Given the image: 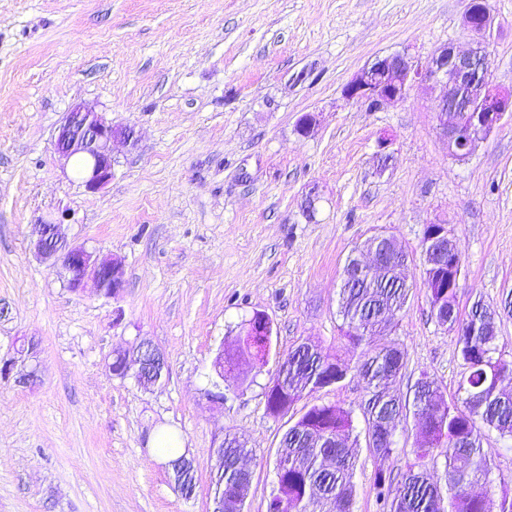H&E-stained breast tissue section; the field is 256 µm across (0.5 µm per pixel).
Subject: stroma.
I'll return each instance as SVG.
<instances>
[{"instance_id": "stroma-1", "label": "stroma", "mask_w": 512, "mask_h": 512, "mask_svg": "<svg viewBox=\"0 0 512 512\" xmlns=\"http://www.w3.org/2000/svg\"><path fill=\"white\" fill-rule=\"evenodd\" d=\"M491 78L512 88V0H489ZM465 0H0V357L38 345L40 380H0V512H209L213 449L244 439L245 512H267L280 438L307 409L350 411L360 446L354 512H379L378 467L399 476L422 425L395 427L386 462L365 445L362 350L341 335L343 268L375 234L407 252L413 288L390 338L406 351V395L420 374L456 397L462 359L431 314L420 246L446 225L463 255L457 304L512 297V121L466 161L448 155L435 120L441 89L376 109L342 95L376 56L425 59L467 47ZM133 130L114 149L111 182L90 193L62 166L56 131L72 105ZM320 126L304 139L300 115ZM391 142L382 161L378 142ZM320 197L313 212L304 199ZM64 216L70 242L121 258L118 300L71 291L33 252L39 219ZM266 313L274 357L302 342L349 366L346 378L271 416L273 361L224 376V403L204 399L220 348ZM160 349L155 389L111 375L115 350ZM173 433L197 485L176 491L153 448ZM493 497L512 494V438L482 433Z\"/></svg>"}]
</instances>
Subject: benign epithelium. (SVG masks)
I'll list each match as a JSON object with an SVG mask.
<instances>
[{
    "instance_id": "obj_1",
    "label": "benign epithelium",
    "mask_w": 512,
    "mask_h": 512,
    "mask_svg": "<svg viewBox=\"0 0 512 512\" xmlns=\"http://www.w3.org/2000/svg\"><path fill=\"white\" fill-rule=\"evenodd\" d=\"M494 25L488 0H467L462 15V26L471 38L467 49L446 44L425 62L406 51L378 56L344 86L343 96L384 108L402 103L416 87L443 88L436 113L437 128L447 142L448 155L465 160L477 143L487 139L504 120L512 119V89L484 78L490 71L488 40ZM132 137V130L114 127L99 113L76 104L58 129L56 150L64 166L75 156L85 157L87 166L81 183L87 191L96 193L112 180L114 146L128 144ZM61 224L60 219L37 224L33 243L37 255L58 268L73 290L84 289L90 280L100 295L118 299L124 288L121 259L68 242L60 231ZM420 256L425 270L440 267L448 259L456 269L463 267L457 262L460 252L445 227L432 226L426 231ZM113 356L120 365L107 363L111 374L131 376L146 389L158 385L167 370L163 353L149 343H139L134 357L124 351H115ZM27 360L30 370L19 383L31 386L39 380V363L36 347L30 342Z\"/></svg>"
}]
</instances>
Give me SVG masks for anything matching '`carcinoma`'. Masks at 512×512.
Masks as SVG:
<instances>
[{"label": "carcinoma", "instance_id": "obj_1", "mask_svg": "<svg viewBox=\"0 0 512 512\" xmlns=\"http://www.w3.org/2000/svg\"><path fill=\"white\" fill-rule=\"evenodd\" d=\"M388 265L375 269L344 267L339 291L340 331L353 346L367 345L357 373L366 383L368 447L374 457L387 461L394 453V432L381 431L382 422L401 410L412 412L424 430L413 449L414 462L407 466L400 482L384 467L375 472L373 490L382 512H512V498L494 501L489 493V460L482 449L480 427L512 437V395L500 385L512 377V361L497 348L494 319L473 303L468 317L457 308V288L453 266L426 272L425 286L432 310L441 323L454 332L465 371L458 384L457 398L445 399L435 382L420 377L412 386V402L401 404L384 391L383 381L395 380L405 369L406 353L391 341H378L391 334V317L406 304L410 286L396 281L392 267L408 262L406 253L387 256ZM235 348L224 353V362L242 359L265 362L271 351V337L250 336L240 326ZM348 366L336 358L300 344L283 358L273 377L276 387L267 394V410L276 412L331 382H342ZM353 421L351 412L331 404L311 406L288 427L280 441L276 458L281 496L297 512H353V475L357 457L349 445ZM248 448L236 438L224 440L217 450V471L212 484L224 499V512H243L250 475L241 464ZM445 459L446 488L430 477L436 457Z\"/></svg>", "mask_w": 512, "mask_h": 512}]
</instances>
